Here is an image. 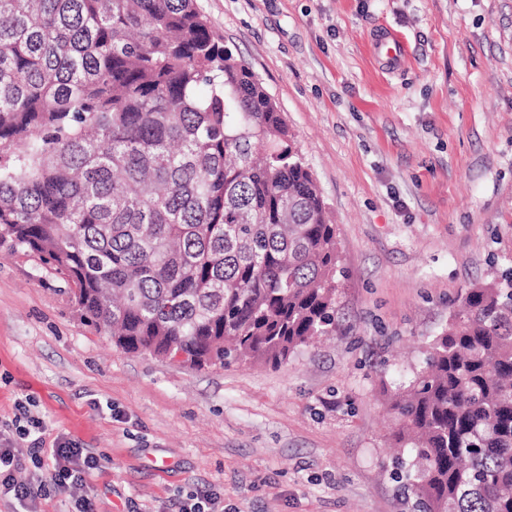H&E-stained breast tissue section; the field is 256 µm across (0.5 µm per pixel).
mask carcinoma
<instances>
[{"mask_svg": "<svg viewBox=\"0 0 512 512\" xmlns=\"http://www.w3.org/2000/svg\"><path fill=\"white\" fill-rule=\"evenodd\" d=\"M127 353L273 368L336 331V225L196 0H0V240ZM412 512H512V277L389 395Z\"/></svg>", "mask_w": 512, "mask_h": 512, "instance_id": "carcinoma-1", "label": "carcinoma"}]
</instances>
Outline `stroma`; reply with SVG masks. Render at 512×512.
Here are the masks:
<instances>
[{
  "label": "stroma",
  "mask_w": 512,
  "mask_h": 512,
  "mask_svg": "<svg viewBox=\"0 0 512 512\" xmlns=\"http://www.w3.org/2000/svg\"><path fill=\"white\" fill-rule=\"evenodd\" d=\"M282 112L335 224V336L271 368L193 370L87 326L0 242V422L17 403L100 459L97 512H405L386 390L464 293L512 267V0H196ZM399 35L407 62L372 37ZM173 506L175 512H224V500L214 493H191Z\"/></svg>",
  "instance_id": "obj_1"
}]
</instances>
